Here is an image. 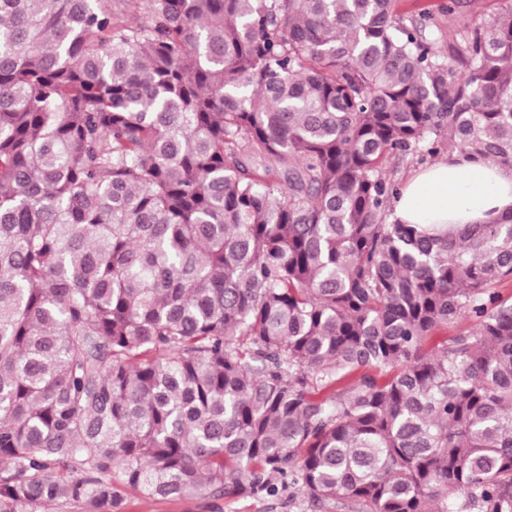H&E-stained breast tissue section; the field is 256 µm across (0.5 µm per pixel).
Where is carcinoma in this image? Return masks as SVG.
Masks as SVG:
<instances>
[{"instance_id":"1","label":"carcinoma","mask_w":512,"mask_h":512,"mask_svg":"<svg viewBox=\"0 0 512 512\" xmlns=\"http://www.w3.org/2000/svg\"><path fill=\"white\" fill-rule=\"evenodd\" d=\"M396 2L0 0V512H512V223L385 174L512 167V4ZM446 0H399L398 9L401 12L429 8L441 28L447 32L448 25L452 27L462 24L475 25L490 15L499 13L503 7L501 0H463L464 7L456 18L448 17L439 11V5ZM440 157L412 175L400 188V194L392 201L390 221L402 224L512 222V168L490 160L467 159L448 150L432 160ZM423 167L392 159L386 165V173L401 182L414 169ZM475 325V321L471 318H463L458 321L448 323L447 326L436 328L429 335V345H441L446 340L451 339L461 333H467ZM125 512H314L302 494L278 497H247L239 500H213L194 498L190 500H151L139 496L132 489L123 491Z\"/></svg>"}]
</instances>
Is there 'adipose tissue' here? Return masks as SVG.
<instances>
[{"label":"adipose tissue","mask_w":512,"mask_h":512,"mask_svg":"<svg viewBox=\"0 0 512 512\" xmlns=\"http://www.w3.org/2000/svg\"><path fill=\"white\" fill-rule=\"evenodd\" d=\"M391 218L403 224L512 222V168L448 153L405 182Z\"/></svg>","instance_id":"1"}]
</instances>
